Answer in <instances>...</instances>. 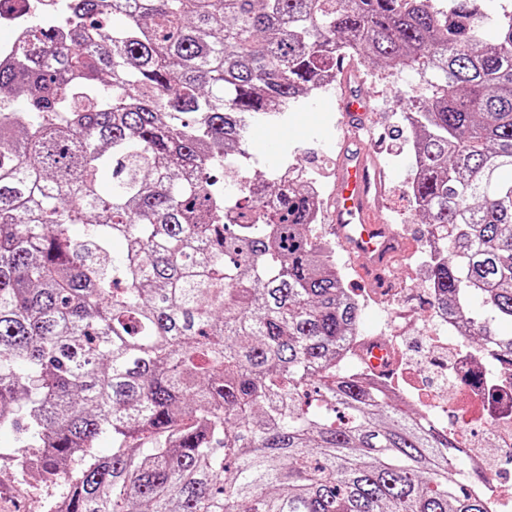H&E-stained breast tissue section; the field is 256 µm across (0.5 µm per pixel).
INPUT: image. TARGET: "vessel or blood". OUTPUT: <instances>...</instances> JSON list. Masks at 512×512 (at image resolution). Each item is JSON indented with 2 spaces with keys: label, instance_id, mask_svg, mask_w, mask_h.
Wrapping results in <instances>:
<instances>
[{
  "label": "vessel or blood",
  "instance_id": "1",
  "mask_svg": "<svg viewBox=\"0 0 512 512\" xmlns=\"http://www.w3.org/2000/svg\"><path fill=\"white\" fill-rule=\"evenodd\" d=\"M336 107L343 114L340 131L345 147L332 170L330 229L351 255L360 259L362 276L385 285L400 242L383 212L388 177L383 158L364 148L366 138L373 135L366 123L369 98L362 88L344 83L336 94ZM363 358L377 371L388 374L393 369L385 345H367Z\"/></svg>",
  "mask_w": 512,
  "mask_h": 512
}]
</instances>
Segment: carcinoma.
Segmentation results:
<instances>
[{"label":"carcinoma","mask_w":512,"mask_h":512,"mask_svg":"<svg viewBox=\"0 0 512 512\" xmlns=\"http://www.w3.org/2000/svg\"><path fill=\"white\" fill-rule=\"evenodd\" d=\"M493 2L64 0L33 26L0 69V430L59 487L47 512H491L448 477V435L337 369L360 309L312 188L232 198L215 171L339 52L419 69L434 304L479 339L471 294L512 324V9Z\"/></svg>","instance_id":"obj_1"}]
</instances>
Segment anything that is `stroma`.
<instances>
[{
    "label": "stroma",
    "mask_w": 512,
    "mask_h": 512,
    "mask_svg": "<svg viewBox=\"0 0 512 512\" xmlns=\"http://www.w3.org/2000/svg\"><path fill=\"white\" fill-rule=\"evenodd\" d=\"M357 69L364 80V87L371 97V117L375 135L380 140L389 170L390 183L386 212L394 229L411 247L419 249L425 244L428 227L415 217L407 192L413 177L414 155L409 146V134L401 122L402 105L398 91L410 96H421L426 86L417 71L406 69L390 77H382L366 64ZM338 84L329 90L314 92L303 98L299 112L274 121H261L250 132L245 157L238 166L243 174L256 171L276 172L279 166L295 164L305 170L307 177L317 181L324 193H331L333 182L329 175L332 163L342 148V139L336 138L339 115L334 103ZM271 138L276 152L267 155L261 142ZM398 299L386 305L384 311L366 316L368 325L388 319L399 326L404 335L416 333V321L430 305L427 294L428 271L411 269L400 264L394 270ZM10 433H0V512H45L48 501L55 495V488L46 486L34 472L21 469L13 460Z\"/></svg>",
    "instance_id": "stroma-1"
}]
</instances>
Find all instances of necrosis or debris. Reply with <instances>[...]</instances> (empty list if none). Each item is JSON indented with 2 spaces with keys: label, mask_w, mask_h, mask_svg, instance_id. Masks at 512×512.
Wrapping results in <instances>:
<instances>
[{
  "label": "necrosis or debris",
  "mask_w": 512,
  "mask_h": 512,
  "mask_svg": "<svg viewBox=\"0 0 512 512\" xmlns=\"http://www.w3.org/2000/svg\"><path fill=\"white\" fill-rule=\"evenodd\" d=\"M11 2L12 9L0 6V28H8L10 33L5 48H0V64L5 66L13 64L12 49L27 36L28 18L51 8V0ZM420 332L438 355L432 364L436 378L441 384L459 386L473 408L490 420V432L495 437L491 443L471 440L459 426L449 424L445 398L430 400L424 419L458 441L451 475L483 495L494 512H512V489L504 486L495 472L499 461L512 457V372L497 361L494 344H486L479 353L468 349L458 323L437 309L426 313Z\"/></svg>",
  "instance_id": "4bbe7bcc"
}]
</instances>
